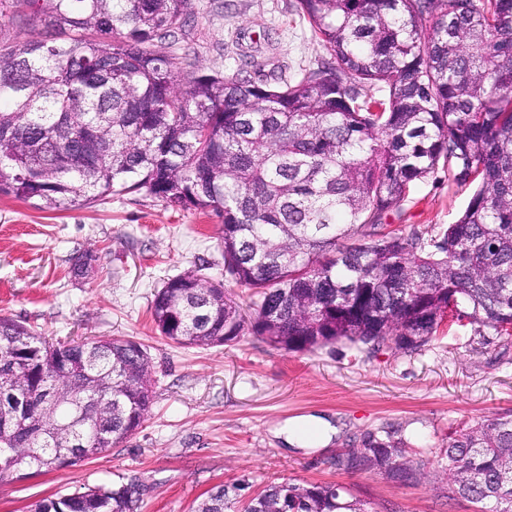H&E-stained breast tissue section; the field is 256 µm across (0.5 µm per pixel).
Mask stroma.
<instances>
[{
  "mask_svg": "<svg viewBox=\"0 0 512 512\" xmlns=\"http://www.w3.org/2000/svg\"><path fill=\"white\" fill-rule=\"evenodd\" d=\"M195 4L191 35L177 53L203 73H233L238 58L226 45L252 51L267 29L284 76L325 54L297 0ZM469 197L449 187L440 169L386 221L443 227ZM219 225L211 212L136 193L65 210L0 195V317L62 340L133 338L149 353L154 390L147 420L104 454L0 482V512H27L36 501L122 480L141 484V512H190L218 485L227 488L225 512H239L264 486L284 480L345 486L370 512H475L452 492L443 450L458 426L512 413V344L459 323L406 354L344 342L288 352L251 334L211 348L170 342L153 324V296L202 259L211 264L208 276H222ZM88 251L97 256L94 272L72 278L73 257ZM314 417L337 426L330 445L312 450L289 441L290 423ZM369 432L403 439L424 461L426 478L400 485L377 470L336 468V457Z\"/></svg>",
  "mask_w": 512,
  "mask_h": 512,
  "instance_id": "1",
  "label": "stroma"
}]
</instances>
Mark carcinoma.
Segmentation results:
<instances>
[{
    "label": "carcinoma",
    "instance_id": "1",
    "mask_svg": "<svg viewBox=\"0 0 512 512\" xmlns=\"http://www.w3.org/2000/svg\"><path fill=\"white\" fill-rule=\"evenodd\" d=\"M326 56L295 79L240 55L205 74L173 47L193 0H0L62 42L0 37V194L39 209L151 197L221 219L224 279L200 265L151 303L185 346L251 333L288 351L347 342L412 353L445 321L512 340V0H298ZM471 196L434 231L384 230L439 167ZM248 290V304L224 282ZM48 392L25 401L18 389ZM150 357L125 337L51 342L0 317V481L75 466L153 406ZM448 481L512 512V415L448 435ZM399 484L425 477L392 435L336 457ZM140 485L86 487L30 512H141ZM219 485L193 512H224ZM371 512L332 484H270L243 512Z\"/></svg>",
    "mask_w": 512,
    "mask_h": 512
}]
</instances>
